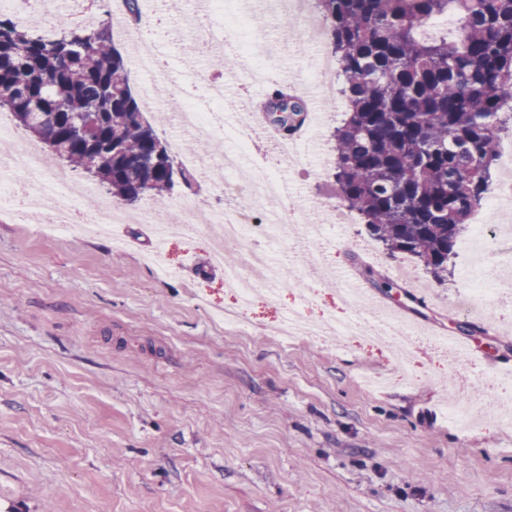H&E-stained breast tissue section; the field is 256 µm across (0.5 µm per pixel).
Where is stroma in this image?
I'll list each match as a JSON object with an SVG mask.
<instances>
[{
  "label": "stroma",
  "mask_w": 512,
  "mask_h": 512,
  "mask_svg": "<svg viewBox=\"0 0 512 512\" xmlns=\"http://www.w3.org/2000/svg\"><path fill=\"white\" fill-rule=\"evenodd\" d=\"M195 2L142 9L141 29L169 49L161 70L182 75L145 119L166 114L158 133L178 152L175 113L216 81L239 85L255 108L265 95L248 72L261 66L266 90L300 95L314 118L297 136L256 137V151L284 175L303 150L298 212L335 202L331 134L346 102L331 91L328 109L313 93L322 36L285 9L255 14L232 0L239 66L218 71L182 21ZM57 221L52 209L35 225L0 213V512H512V427L500 424L512 418V397L497 396L495 415L469 425L450 422L444 401L447 390H485L512 368V304L489 309L499 333L469 335L477 358L450 364L431 344L461 334L463 246L444 283L397 277L386 290L368 277L394 263L382 244L365 225L329 226L323 262L371 296L359 317L389 306L422 335L420 378L369 389L362 378L390 371L387 353L286 343L266 330L286 309L348 316L340 282L300 263L293 230L278 242L280 305L256 294V327L238 335L209 313L233 296L207 236L173 241L165 262L174 275L161 278L141 261L147 225H126L115 250L102 235L39 232Z\"/></svg>",
  "instance_id": "35a3bbf8"
}]
</instances>
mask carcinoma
Masks as SVG:
<instances>
[{"label": "carcinoma", "instance_id": "obj_1", "mask_svg": "<svg viewBox=\"0 0 512 512\" xmlns=\"http://www.w3.org/2000/svg\"><path fill=\"white\" fill-rule=\"evenodd\" d=\"M350 110L333 131L332 177L343 204L390 254L448 279L457 239L493 184L501 134L512 127V0H315ZM452 14L453 36H421ZM288 101V129L307 105ZM66 167L131 206L160 207L195 179L143 116L112 23L76 22L47 37L0 13V111Z\"/></svg>", "mask_w": 512, "mask_h": 512}]
</instances>
